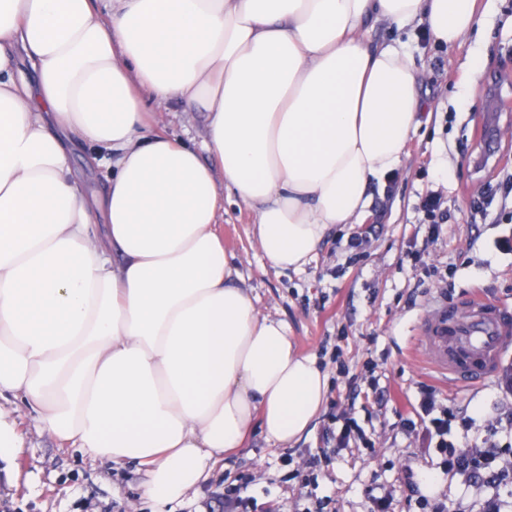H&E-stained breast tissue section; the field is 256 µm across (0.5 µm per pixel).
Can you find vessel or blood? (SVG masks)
<instances>
[{
	"label": "vessel or blood",
	"mask_w": 512,
	"mask_h": 512,
	"mask_svg": "<svg viewBox=\"0 0 512 512\" xmlns=\"http://www.w3.org/2000/svg\"><path fill=\"white\" fill-rule=\"evenodd\" d=\"M419 351L450 382L489 380L512 351V307L477 290L454 305L437 303L424 321Z\"/></svg>",
	"instance_id": "vessel-or-blood-1"
}]
</instances>
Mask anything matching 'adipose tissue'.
Instances as JSON below:
<instances>
[{
	"label": "adipose tissue",
	"instance_id": "1",
	"mask_svg": "<svg viewBox=\"0 0 512 512\" xmlns=\"http://www.w3.org/2000/svg\"><path fill=\"white\" fill-rule=\"evenodd\" d=\"M456 46L477 0H0V471L11 413L93 460L136 464L155 512L253 428L288 445L329 391L315 356L232 280L219 219L255 216L265 266L304 270L354 223L423 124L425 71L370 27ZM175 102L194 145L158 128ZM87 144L111 173L89 200ZM85 146L78 145L71 157L74 170L80 178L82 187L89 197L99 193L104 188L102 169L89 163Z\"/></svg>",
	"mask_w": 512,
	"mask_h": 512
}]
</instances>
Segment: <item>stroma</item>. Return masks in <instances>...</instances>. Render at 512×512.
I'll return each mask as SVG.
<instances>
[{
  "instance_id": "1",
  "label": "stroma",
  "mask_w": 512,
  "mask_h": 512,
  "mask_svg": "<svg viewBox=\"0 0 512 512\" xmlns=\"http://www.w3.org/2000/svg\"><path fill=\"white\" fill-rule=\"evenodd\" d=\"M483 23L452 48L414 39L388 26L371 32L373 42L407 45L427 69L421 96L431 118L412 134L401 167L386 185H372L358 223L336 224L305 270L267 268L251 227L253 213L233 197L224 199V249L258 309L287 323L295 347L315 355L328 373L326 401L308 431L290 446L268 442L253 431L242 448L225 454L201 490L171 512H221L224 491L249 478L258 503L283 504L286 512L319 507L323 512H368V490L392 492V512H418L416 502L445 503L450 512H487L497 491L436 469L421 431H410L421 385L436 389L438 403L452 409L457 436L498 447L512 462V387L503 375L461 388L444 382L415 355L428 306L456 302L479 288L512 305V0H479ZM484 57L476 95L462 73L471 57ZM497 82L500 111L489 109V82ZM440 196L448 221L429 236L419 208L426 194ZM487 215L472 218L474 201ZM363 238L349 248L352 236ZM377 378V390L368 381ZM354 418L365 437L319 457L333 428L332 415ZM19 421L30 448L20 462L26 482H0V512H152L140 497L141 475L92 461L57 447L38 432L27 410ZM317 459V483L305 485L309 459ZM439 483L427 493L426 477Z\"/></svg>"
}]
</instances>
